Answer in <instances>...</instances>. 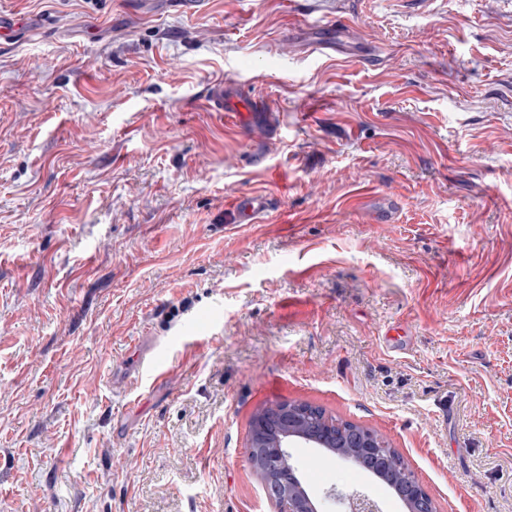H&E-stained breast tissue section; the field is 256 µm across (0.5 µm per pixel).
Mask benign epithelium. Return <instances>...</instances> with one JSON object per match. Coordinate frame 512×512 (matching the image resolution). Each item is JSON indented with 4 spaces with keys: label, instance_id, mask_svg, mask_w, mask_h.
<instances>
[{
    "label": "benign epithelium",
    "instance_id": "1",
    "mask_svg": "<svg viewBox=\"0 0 512 512\" xmlns=\"http://www.w3.org/2000/svg\"><path fill=\"white\" fill-rule=\"evenodd\" d=\"M265 421L276 432L272 443L273 457L280 464V482L276 484L264 483L268 501L273 512H317V506L302 487L297 475V468L291 461L288 449L293 447H308L326 449L328 440L323 432L313 428H303L297 424L283 405L266 415ZM344 450L336 452L342 459L353 463H360L358 453L369 447V442L355 434L345 437ZM346 507L345 512H380L377 501L362 491L332 492ZM407 512H435L433 500L421 494L415 487L410 486L401 496Z\"/></svg>",
    "mask_w": 512,
    "mask_h": 512
}]
</instances>
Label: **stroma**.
Listing matches in <instances>:
<instances>
[{"label": "stroma", "mask_w": 512, "mask_h": 512, "mask_svg": "<svg viewBox=\"0 0 512 512\" xmlns=\"http://www.w3.org/2000/svg\"><path fill=\"white\" fill-rule=\"evenodd\" d=\"M0 12V512H271L250 421L279 402L375 431L437 512H512V0ZM216 81L268 121L205 109ZM247 191L270 209L228 224ZM291 455L320 512L405 510ZM398 202L392 197H384L378 205L370 209L369 216L374 224H396ZM332 496L338 498L346 507L345 512H380L377 501L362 491H333Z\"/></svg>", "instance_id": "35a3bbf8"}]
</instances>
